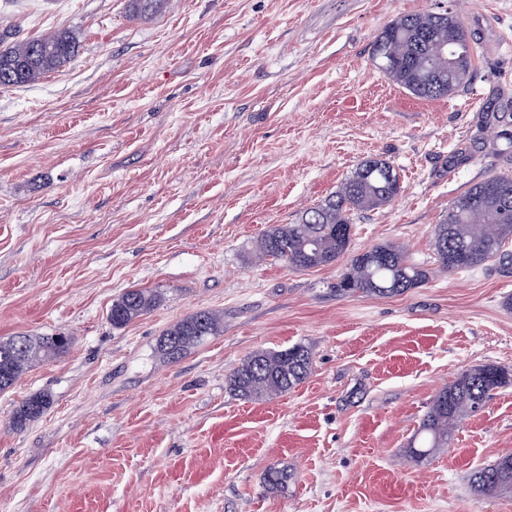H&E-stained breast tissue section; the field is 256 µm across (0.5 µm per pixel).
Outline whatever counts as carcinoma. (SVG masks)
I'll list each match as a JSON object with an SVG mask.
<instances>
[{
  "label": "carcinoma",
  "mask_w": 512,
  "mask_h": 512,
  "mask_svg": "<svg viewBox=\"0 0 512 512\" xmlns=\"http://www.w3.org/2000/svg\"><path fill=\"white\" fill-rule=\"evenodd\" d=\"M168 0H129L134 19L162 13ZM454 43L453 65L441 63L434 72L423 69V36ZM472 34L451 12L404 15L386 25L373 42L372 59L393 83L420 99H438L456 93L473 70ZM78 45L66 30L7 43L0 34V88L32 84L59 71L77 54ZM400 192L399 177L386 160L362 161L338 191L306 209L292 224L272 226L256 246L259 257L282 261L293 270L335 264L352 242V216L389 204ZM512 240V176L495 175L477 182L455 197L448 215L437 225L434 250L450 271L472 270L502 257L506 241ZM427 271L412 263L404 248L393 243L377 244L355 254L347 272L336 283V292L360 296H394L416 288ZM157 304V295L142 288L125 291L113 300L108 314L112 327L122 328ZM224 329V319L210 311H198L171 325L157 342L159 352L170 362L184 358ZM72 343L69 336H10L0 340V392L11 388L22 374L48 362ZM311 351L294 345L278 351H256L227 379L229 389L243 399H262L284 393L302 383L311 373ZM512 382V373L493 364L480 365L459 376L433 399L417 433L419 444L410 446L415 460L425 459L448 445V428L484 407L492 392ZM51 402L39 394L22 402L12 413L11 426L21 431L41 417ZM512 480V452L499 456L488 467L475 471L473 484L481 494L501 492Z\"/></svg>",
  "instance_id": "1"
}]
</instances>
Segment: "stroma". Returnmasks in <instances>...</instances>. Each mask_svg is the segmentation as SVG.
<instances>
[{
    "label": "stroma",
    "instance_id": "35a3bbf8",
    "mask_svg": "<svg viewBox=\"0 0 512 512\" xmlns=\"http://www.w3.org/2000/svg\"><path fill=\"white\" fill-rule=\"evenodd\" d=\"M456 13L477 40L459 92L418 99L372 44L392 20ZM58 29L75 59L0 89V339L71 337L0 393V512H512L472 473L512 451V384L417 462L434 396L484 364L512 370V261L451 272L434 231L470 185L512 175V0H0L16 39ZM401 192L354 217L352 250L403 246L429 273L401 295H341L350 259L306 271L255 248L366 159ZM131 288L159 303L122 329ZM224 329L156 351L198 311ZM307 346L310 375L247 400L251 353ZM47 412L10 425L25 399ZM287 473L274 486L267 477ZM168 0H129L130 14L134 19L152 18L162 13ZM224 329V319L210 311H198L171 325L157 342L159 352L169 361L184 358ZM51 402L49 395L39 394L22 402L12 413L11 426L13 429L21 431L31 422L41 417L47 410Z\"/></svg>",
    "mask_w": 512,
    "mask_h": 512
}]
</instances>
